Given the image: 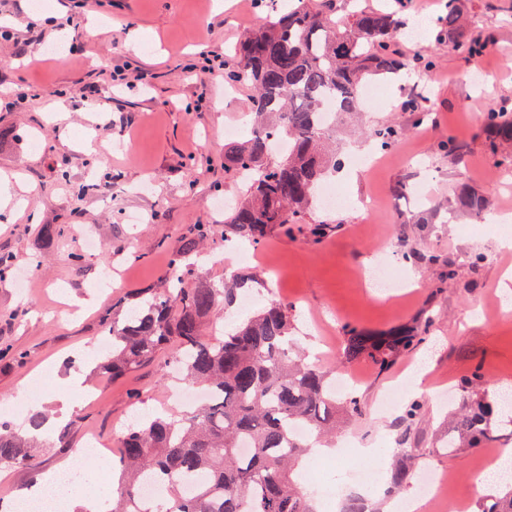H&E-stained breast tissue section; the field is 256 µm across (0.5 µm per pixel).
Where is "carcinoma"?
Masks as SVG:
<instances>
[{
    "instance_id": "cac0c4a2",
    "label": "carcinoma",
    "mask_w": 512,
    "mask_h": 512,
    "mask_svg": "<svg viewBox=\"0 0 512 512\" xmlns=\"http://www.w3.org/2000/svg\"><path fill=\"white\" fill-rule=\"evenodd\" d=\"M446 9L438 20L440 34L468 55L485 50V40L464 31L458 0H448ZM403 27L397 13L370 7L353 10L349 24L341 26L331 13L296 0L235 46L224 65V81L253 87L257 132L224 147V168L241 172L244 184L236 203L224 207V240L257 246L274 232L293 233L318 203L322 182L342 166L328 149L336 127L322 120L327 102L334 103L336 115L349 118L363 109L364 85L430 66L421 56L406 58L391 50ZM482 125L495 163L511 169L512 155H498L497 146L512 142V115L490 111ZM277 132L288 135V150L275 159L270 134ZM398 134L383 125L373 137L388 148ZM491 209L489 197L464 187L448 219L457 211L482 218ZM216 234L212 224L193 225L173 254L178 274L164 292L143 295L127 309L114 305L103 316L112 345L102 352L97 371L121 377L171 346L183 380L210 392L205 404L178 419L155 412L127 429L118 455L122 485L112 512H139L140 486L150 476L167 486L150 512H315L311 492L293 479L311 442L293 428L304 425L319 439L336 428V410L348 420L362 415L359 397L336 398L332 372L297 350L288 304L272 300L224 330L222 338L207 337L212 313L221 305L231 307L237 292L254 282L234 274L219 286L203 280L186 286L194 276L187 259ZM427 327L404 326L385 334L350 327L343 356L348 362L365 358L385 372L417 348ZM477 379L475 373L458 385L463 409L443 444L447 453L496 445L512 428L509 405L480 391ZM394 452L388 484L399 490L411 480L418 449ZM32 463L27 440L1 422L0 468ZM487 500L481 512H512V486Z\"/></svg>"
}]
</instances>
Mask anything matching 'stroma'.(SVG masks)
I'll list each match as a JSON object with an SVG mask.
<instances>
[{
  "mask_svg": "<svg viewBox=\"0 0 512 512\" xmlns=\"http://www.w3.org/2000/svg\"><path fill=\"white\" fill-rule=\"evenodd\" d=\"M274 0H0V255L12 275L0 279V347L16 351L0 361V417L25 433L32 411L25 401L33 376H42L40 409L50 420L46 443L31 466L0 469V499H10L69 464L90 436L118 442L138 412L179 411L169 393L179 381L168 367L170 350L114 380L96 374L102 315L136 293L162 292L174 270L170 260L189 227L224 223L223 204L240 194L235 173L224 169L228 128L251 110L252 88L227 85L199 69L201 56L228 57L234 45L272 16ZM447 0H335L336 19L353 6L401 8L421 27L420 40L400 36L395 50L430 58L432 66L400 83L388 96L364 106L361 130L340 136L345 166L337 177L346 205L312 208L293 235L272 233L249 257L227 261L218 244L192 260L200 276L218 283L227 266L245 269L269 286L249 306L217 316L244 318L270 296L293 308L297 346L322 352L331 370L359 376L364 414L336 432L373 448L366 465L377 482L394 463L396 439L418 447L417 475L440 470L455 479L465 512H480L475 483L481 451L444 454L448 415L459 406L447 392L479 372L489 392L512 391V297L500 293L507 269L498 247L500 225L490 219L447 223L449 204L461 186L488 196L494 210L512 214V170L496 167L485 144L483 112L512 113V0H461L473 34L490 39L485 52L466 58L434 25ZM66 38L76 57H45L41 35ZM144 37L141 53L133 38ZM489 72L488 83L475 81ZM96 85L108 109L96 112L82 95ZM31 87L29 99L15 90ZM422 113L411 112V100ZM400 135L377 150L370 129L382 123ZM455 136L461 160L439 150ZM406 193H398L399 184ZM330 224L321 239L308 227ZM60 234L45 244L41 227ZM406 275L392 294L361 280L381 256ZM480 256L478 265L470 257ZM429 321L423 343L377 373L365 359L344 363L345 330L382 333ZM426 368L434 395L414 397L412 372ZM396 400L386 411L380 401ZM421 416L404 422L413 399ZM67 448L53 447L59 429Z\"/></svg>",
  "mask_w": 512,
  "mask_h": 512,
  "instance_id": "stroma-1",
  "label": "stroma"
}]
</instances>
